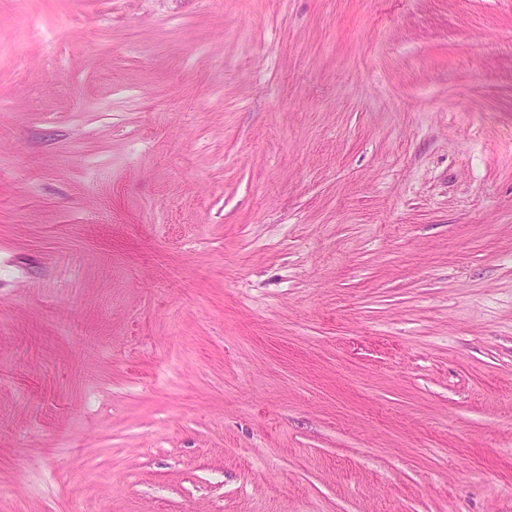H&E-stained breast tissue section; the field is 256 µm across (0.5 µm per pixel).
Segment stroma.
<instances>
[{"instance_id":"obj_1","label":"stroma","mask_w":512,"mask_h":512,"mask_svg":"<svg viewBox=\"0 0 512 512\" xmlns=\"http://www.w3.org/2000/svg\"><path fill=\"white\" fill-rule=\"evenodd\" d=\"M0 512H512V0H0Z\"/></svg>"}]
</instances>
